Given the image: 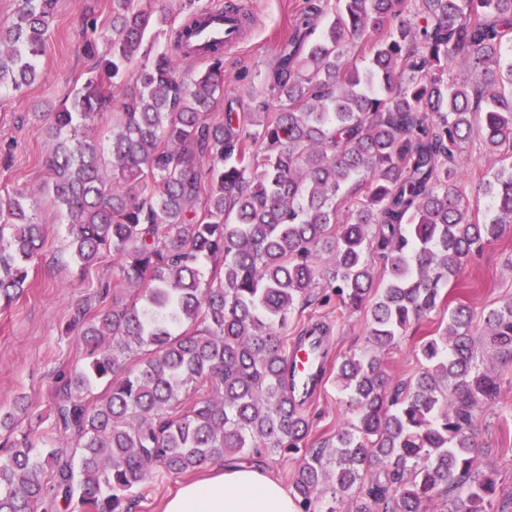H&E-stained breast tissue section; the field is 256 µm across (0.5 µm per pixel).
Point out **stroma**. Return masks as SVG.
Returning <instances> with one entry per match:
<instances>
[{"mask_svg": "<svg viewBox=\"0 0 512 512\" xmlns=\"http://www.w3.org/2000/svg\"><path fill=\"white\" fill-rule=\"evenodd\" d=\"M254 22L245 38L224 55V98L215 108L253 111L264 77L295 18L308 0H239ZM111 0H58L51 36L40 60L42 76L21 92L0 93V193L23 188L34 194L36 222L46 227V243L32 266L29 286L10 305L0 304V415L25 405L29 414L46 415L61 371L82 363L85 356L79 336L66 326L79 311L98 304L100 294L128 302L132 291L113 271V259L104 256L85 270L73 263L69 226L47 192L50 181L45 166L49 114L71 90L81 86L93 59L83 51V16L92 14L99 25H108ZM472 214L483 215L487 200L481 185L497 163L479 143H471L458 158ZM448 306L429 313L418 328L409 329L387 349L383 364L392 383L414 381L423 360L418 346L448 321V307L470 306L475 331H482L481 317L512 302V233L486 246L447 287ZM307 323L327 327L332 351L360 354L369 349L368 320L364 312L337 311L335 305L311 298L288 324L296 336ZM488 366L500 374V395L495 405L478 415L475 437L479 468L494 469L499 478L502 512L512 507V362L483 351ZM312 425L308 440L297 449L260 456L265 470L283 485H290L304 458L331 438L353 413L335 379H327L308 407Z\"/></svg>", "mask_w": 512, "mask_h": 512, "instance_id": "35a3bbf8", "label": "stroma"}]
</instances>
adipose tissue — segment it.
<instances>
[{
	"mask_svg": "<svg viewBox=\"0 0 512 512\" xmlns=\"http://www.w3.org/2000/svg\"><path fill=\"white\" fill-rule=\"evenodd\" d=\"M162 512H297V506L266 470L237 462L183 483L166 499Z\"/></svg>",
	"mask_w": 512,
	"mask_h": 512,
	"instance_id": "ef3b65f1",
	"label": "adipose tissue"
}]
</instances>
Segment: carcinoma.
<instances>
[{"label":"carcinoma","mask_w":512,"mask_h":512,"mask_svg":"<svg viewBox=\"0 0 512 512\" xmlns=\"http://www.w3.org/2000/svg\"><path fill=\"white\" fill-rule=\"evenodd\" d=\"M419 2L409 19L407 0H336L320 30L324 11L311 4L267 72L259 111L222 120L212 109L224 41L206 48V69L179 76L213 5L184 0L174 26L151 0H112L105 28L86 20L96 64L51 113L52 197L74 264L108 251L134 294L78 316L87 357L57 378L56 436L0 419L14 435L0 444V512H130L154 469L178 476L300 447L312 392L295 391L285 330L318 287L323 302L366 312L371 350L336 363L355 422L299 467L298 512H424L449 493L450 512H493L497 474L475 471L474 427L499 382L478 360L474 312L448 310L402 389H390L380 352L512 230V163L487 180V210L473 219L455 155L474 140L493 155L512 148V0ZM55 8L17 0L0 22L1 88L40 77ZM451 65L474 79L448 82ZM114 101L107 163L87 130ZM365 182V198L347 204L346 188ZM31 199L0 195L6 305L44 244ZM483 324L495 355L512 361V303ZM308 338L328 361L324 327L294 342Z\"/></svg>","instance_id":"obj_1"}]
</instances>
